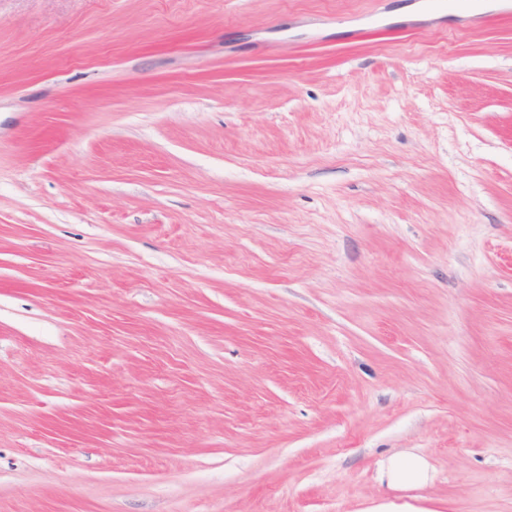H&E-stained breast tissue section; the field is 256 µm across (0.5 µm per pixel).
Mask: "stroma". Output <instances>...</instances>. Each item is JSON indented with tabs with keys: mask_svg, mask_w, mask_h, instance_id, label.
Masks as SVG:
<instances>
[{
	"mask_svg": "<svg viewBox=\"0 0 512 512\" xmlns=\"http://www.w3.org/2000/svg\"><path fill=\"white\" fill-rule=\"evenodd\" d=\"M411 2L0 0V512H512V0ZM380 478L390 488H416L428 481L424 459L414 452H404L381 462Z\"/></svg>",
	"mask_w": 512,
	"mask_h": 512,
	"instance_id": "1",
	"label": "stroma"
}]
</instances>
